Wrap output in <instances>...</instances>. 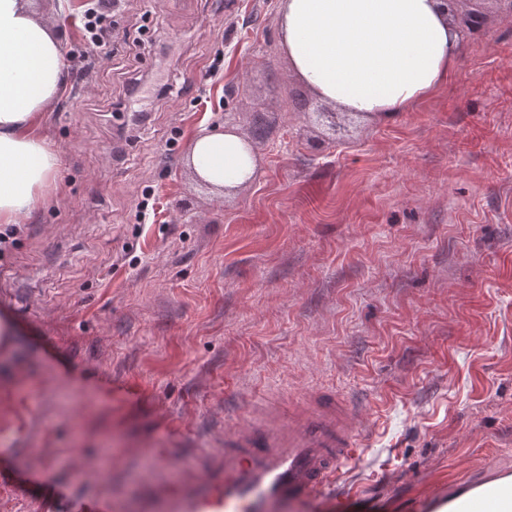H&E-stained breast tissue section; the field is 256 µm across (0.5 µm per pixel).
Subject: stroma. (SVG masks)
<instances>
[{
  "mask_svg": "<svg viewBox=\"0 0 512 512\" xmlns=\"http://www.w3.org/2000/svg\"><path fill=\"white\" fill-rule=\"evenodd\" d=\"M277 3L122 0L88 60L83 0H39L60 191L0 253V512H142L264 398L315 390L370 434L305 512H439L512 467V0H453L482 26L410 111L333 119ZM164 70L171 93L140 97ZM217 124L256 156L222 194L185 163Z\"/></svg>",
  "mask_w": 512,
  "mask_h": 512,
  "instance_id": "35a3bbf8",
  "label": "stroma"
}]
</instances>
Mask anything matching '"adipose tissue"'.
<instances>
[{
    "label": "adipose tissue",
    "mask_w": 512,
    "mask_h": 512,
    "mask_svg": "<svg viewBox=\"0 0 512 512\" xmlns=\"http://www.w3.org/2000/svg\"><path fill=\"white\" fill-rule=\"evenodd\" d=\"M280 44L315 98L344 112L389 116L453 77L460 28L446 0H278ZM61 41L36 0H0V230L59 190L60 156L40 122L63 91ZM195 174L217 190L248 182L249 143L203 132L189 147Z\"/></svg>",
    "instance_id": "ef3b65f1"
}]
</instances>
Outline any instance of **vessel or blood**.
Here are the masks:
<instances>
[{
  "mask_svg": "<svg viewBox=\"0 0 512 512\" xmlns=\"http://www.w3.org/2000/svg\"><path fill=\"white\" fill-rule=\"evenodd\" d=\"M367 434L339 395L268 406L224 433V465L205 484L160 497L158 512H302L334 487ZM448 512H512V474L496 470L461 493Z\"/></svg>",
  "mask_w": 512,
  "mask_h": 512,
  "instance_id": "1",
  "label": "vessel or blood"
}]
</instances>
